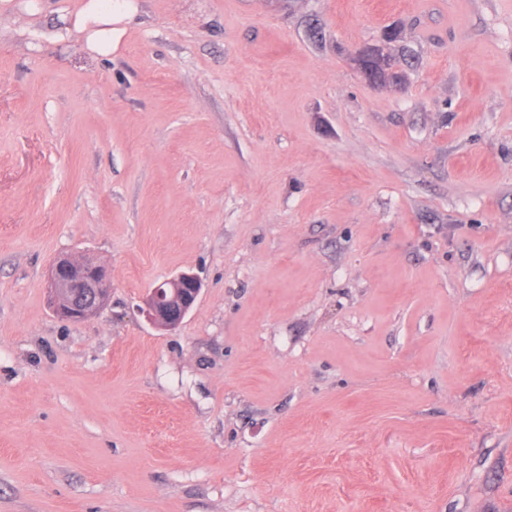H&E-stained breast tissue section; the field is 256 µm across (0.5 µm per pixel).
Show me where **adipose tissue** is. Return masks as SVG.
I'll return each mask as SVG.
<instances>
[{"label":"adipose tissue","mask_w":512,"mask_h":512,"mask_svg":"<svg viewBox=\"0 0 512 512\" xmlns=\"http://www.w3.org/2000/svg\"><path fill=\"white\" fill-rule=\"evenodd\" d=\"M134 12L126 0H85L73 25L85 34L90 51L108 56L119 50L127 32L126 22Z\"/></svg>","instance_id":"obj_1"}]
</instances>
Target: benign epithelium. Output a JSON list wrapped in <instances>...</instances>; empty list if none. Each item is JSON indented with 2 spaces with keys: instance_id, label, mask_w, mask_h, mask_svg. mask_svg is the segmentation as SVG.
Returning a JSON list of instances; mask_svg holds the SVG:
<instances>
[{
  "instance_id": "1",
  "label": "benign epithelium",
  "mask_w": 512,
  "mask_h": 512,
  "mask_svg": "<svg viewBox=\"0 0 512 512\" xmlns=\"http://www.w3.org/2000/svg\"><path fill=\"white\" fill-rule=\"evenodd\" d=\"M377 45L355 50L354 61L368 82L383 86L387 80L370 72L365 62L378 56ZM172 294L154 287L143 298L141 313L158 328L174 329L179 326L194 306L201 292L196 275L181 272L165 281ZM45 287L53 312L61 319L79 322L85 320L107 304L112 290V279L106 265L88 259L63 256L54 260L45 276Z\"/></svg>"
}]
</instances>
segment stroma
Wrapping results in <instances>:
<instances>
[{
	"label": "stroma",
	"mask_w": 512,
	"mask_h": 512,
	"mask_svg": "<svg viewBox=\"0 0 512 512\" xmlns=\"http://www.w3.org/2000/svg\"><path fill=\"white\" fill-rule=\"evenodd\" d=\"M82 2L0 0V512H512V0ZM119 0H87L73 19L74 28L86 35L88 49L108 56L119 50L127 32L126 20L135 8ZM380 48L381 47L377 45L363 46L356 49L354 52V61L356 65L372 86H383L387 83L389 79V75H386V78L384 79L382 77H378L372 74L365 65V62L367 60L374 59L378 56ZM45 287L53 312L63 320L79 322L105 307L112 279L106 265L67 255L49 265ZM172 294L158 286L151 288L143 298L141 313L158 328L174 329L179 326L194 306L201 292V282L193 273L181 272L164 281ZM161 284V287H165Z\"/></svg>",
	"instance_id": "stroma-1"
}]
</instances>
